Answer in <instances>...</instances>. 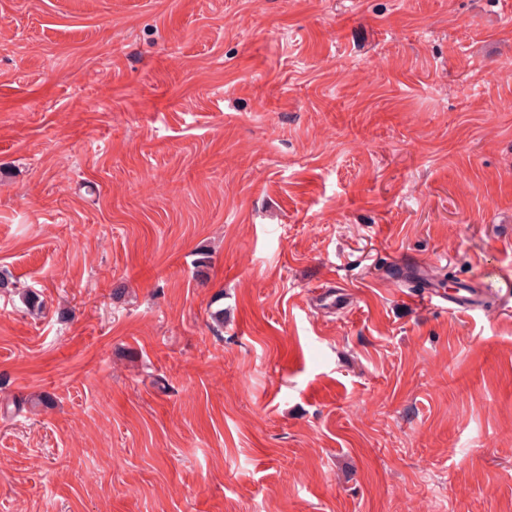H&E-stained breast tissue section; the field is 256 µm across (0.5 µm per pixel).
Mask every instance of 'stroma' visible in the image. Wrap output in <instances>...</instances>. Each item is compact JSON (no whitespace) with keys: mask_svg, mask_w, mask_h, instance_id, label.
<instances>
[{"mask_svg":"<svg viewBox=\"0 0 512 512\" xmlns=\"http://www.w3.org/2000/svg\"><path fill=\"white\" fill-rule=\"evenodd\" d=\"M399 257L512 271V0H0V512H512Z\"/></svg>","mask_w":512,"mask_h":512,"instance_id":"obj_1","label":"stroma"}]
</instances>
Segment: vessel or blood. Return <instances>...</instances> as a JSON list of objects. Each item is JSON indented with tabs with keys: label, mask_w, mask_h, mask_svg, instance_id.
<instances>
[{
	"label": "vessel or blood",
	"mask_w": 512,
	"mask_h": 512,
	"mask_svg": "<svg viewBox=\"0 0 512 512\" xmlns=\"http://www.w3.org/2000/svg\"><path fill=\"white\" fill-rule=\"evenodd\" d=\"M438 273L434 265L401 259L396 261L390 273L381 277L386 288H399L409 284L419 286V295L425 304L432 305L449 313L474 316L487 313L484 291L470 282H460L454 292H446L437 284Z\"/></svg>",
	"instance_id": "vessel-or-blood-1"
}]
</instances>
